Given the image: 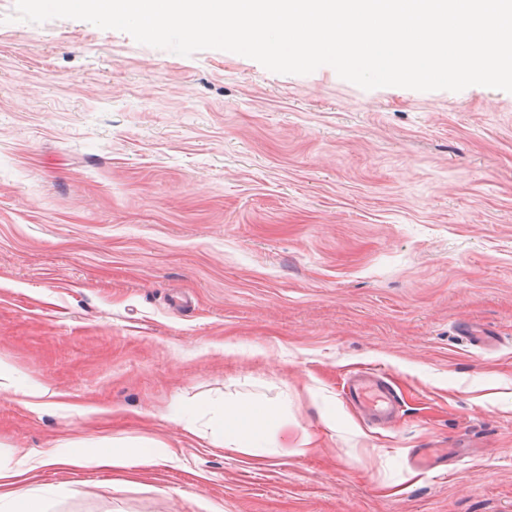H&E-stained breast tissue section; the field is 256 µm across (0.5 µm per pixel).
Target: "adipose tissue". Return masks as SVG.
Masks as SVG:
<instances>
[{
    "instance_id": "1",
    "label": "adipose tissue",
    "mask_w": 512,
    "mask_h": 512,
    "mask_svg": "<svg viewBox=\"0 0 512 512\" xmlns=\"http://www.w3.org/2000/svg\"><path fill=\"white\" fill-rule=\"evenodd\" d=\"M282 412L254 403L224 404L211 410L209 425L213 443L233 448L242 454L262 459L272 447V432L280 424ZM125 440L92 435L82 440L80 455L58 451L48 458L24 456L17 467L0 468V512H48L52 487L34 488L28 483L29 473L51 464L104 470L125 465Z\"/></svg>"
}]
</instances>
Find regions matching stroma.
Wrapping results in <instances>:
<instances>
[{
	"mask_svg": "<svg viewBox=\"0 0 512 512\" xmlns=\"http://www.w3.org/2000/svg\"><path fill=\"white\" fill-rule=\"evenodd\" d=\"M13 11L0 362L59 406L1 388L0 465L92 433L174 452L44 468L50 512H512V93L365 90ZM367 368L391 428L344 393ZM255 401L288 414L262 462L169 416ZM425 448L449 454L423 470ZM16 394L24 398V405L31 408H58L59 406V404L55 403L54 401H50V399L55 396V394L50 393L48 388L36 381H26L21 386L17 387Z\"/></svg>",
	"mask_w": 512,
	"mask_h": 512,
	"instance_id": "stroma-1",
	"label": "stroma"
}]
</instances>
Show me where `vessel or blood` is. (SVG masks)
Instances as JSON below:
<instances>
[{
	"instance_id": "1",
	"label": "vessel or blood",
	"mask_w": 512,
	"mask_h": 512,
	"mask_svg": "<svg viewBox=\"0 0 512 512\" xmlns=\"http://www.w3.org/2000/svg\"><path fill=\"white\" fill-rule=\"evenodd\" d=\"M346 395L373 424L385 427L396 422L399 400L384 374L366 372L354 376L347 384Z\"/></svg>"
}]
</instances>
